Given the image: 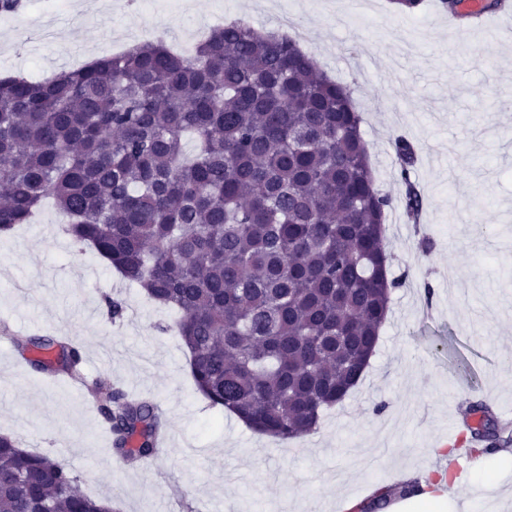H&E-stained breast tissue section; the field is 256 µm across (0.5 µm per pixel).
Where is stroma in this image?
Instances as JSON below:
<instances>
[{"label":"stroma","instance_id":"obj_1","mask_svg":"<svg viewBox=\"0 0 512 512\" xmlns=\"http://www.w3.org/2000/svg\"><path fill=\"white\" fill-rule=\"evenodd\" d=\"M0 13V75L58 73L112 55L132 34L183 51L202 27L240 19L278 28L281 7L310 35L304 43L329 77L355 89L353 105L377 184L391 200L404 185L393 149L418 150L412 178L426 197L419 223L386 214L391 313L360 383L326 412L308 441L279 442L211 408L197 392L176 336L175 312L158 308L63 232L45 202L33 223L0 236V321L10 341L54 333L81 345L87 375L152 400L167 423L165 454L120 466L89 400L62 379L34 372L18 351L0 352V432L62 461L86 493L119 512H348L373 491L447 468L448 433L472 402L491 405L510 441L477 458L476 486L495 496L446 512H512V40L503 25L462 24L448 38L443 13L404 16L385 0H186L182 13L112 9L80 22L79 0L51 8L27 0ZM122 298L110 319L106 298ZM467 362L478 381L458 370Z\"/></svg>","mask_w":512,"mask_h":512}]
</instances>
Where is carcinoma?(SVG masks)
<instances>
[{
	"label": "carcinoma",
	"mask_w": 512,
	"mask_h": 512,
	"mask_svg": "<svg viewBox=\"0 0 512 512\" xmlns=\"http://www.w3.org/2000/svg\"><path fill=\"white\" fill-rule=\"evenodd\" d=\"M353 89L286 34L232 20L189 56L161 40L53 78L0 77V235L51 198L64 231L156 304L198 392L282 442L314 433L361 379L390 312L378 185ZM196 150L185 152V139ZM417 221L416 150L394 142ZM30 367L83 382L72 341L19 342ZM115 453L160 452L147 399L99 406ZM497 447L498 425L482 434ZM0 512H118L60 461L0 435Z\"/></svg>",
	"instance_id": "carcinoma-1"
}]
</instances>
